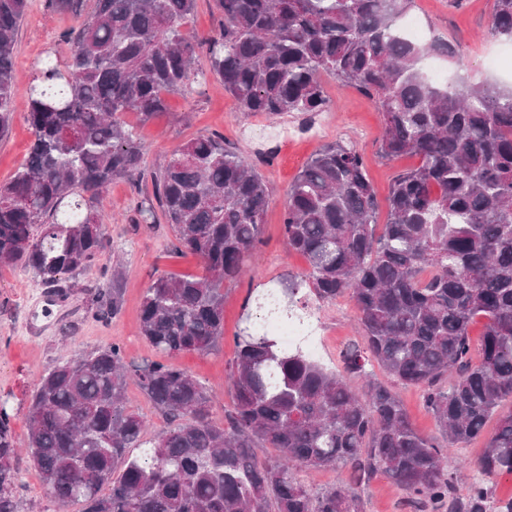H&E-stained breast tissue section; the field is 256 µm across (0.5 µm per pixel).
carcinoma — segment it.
Returning a JSON list of instances; mask_svg holds the SVG:
<instances>
[{"mask_svg":"<svg viewBox=\"0 0 512 512\" xmlns=\"http://www.w3.org/2000/svg\"><path fill=\"white\" fill-rule=\"evenodd\" d=\"M28 2L0 0V137L12 120ZM214 2L224 14L217 37L182 30L196 0H94L89 12L58 0L75 13L74 46L63 62L46 56L26 90L33 141L0 184V267L21 263L64 296L69 276L109 249L95 204L113 181L144 176V145L126 113L150 121L165 95L211 77L247 115L321 112L332 77L373 100L383 157L420 164L395 177L378 236L362 153L341 140L316 151L283 205L284 243L307 268L253 302L282 314L304 287L320 303L347 296L363 346L329 370L247 316L233 336L232 409L226 425L212 421L211 388L167 359L224 338V285L257 251L271 190L224 137H194L170 153L135 211L145 224L161 212L176 250L204 273L150 280L140 334L159 359L134 364L114 341L40 376L25 449L45 496L77 512H363L358 488L381 471L418 512H512V496L493 493L499 476L512 475V412L486 431L512 403V88L472 84L461 72L432 83L427 59L463 60L445 39L398 33L415 0ZM492 19L495 33L512 36V0H493ZM120 302L118 288L98 295V318H113ZM373 362L422 389L444 442L414 429ZM130 381L164 429L129 408ZM478 437L484 448L462 495L450 451ZM258 448L277 455L261 461ZM19 451L0 404V512H20ZM336 468L348 470L347 482L317 490L299 477Z\"/></svg>","mask_w":512,"mask_h":512,"instance_id":"1","label":"carcinoma"}]
</instances>
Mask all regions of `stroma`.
<instances>
[{
	"instance_id": "1",
	"label": "stroma",
	"mask_w": 512,
	"mask_h": 512,
	"mask_svg": "<svg viewBox=\"0 0 512 512\" xmlns=\"http://www.w3.org/2000/svg\"><path fill=\"white\" fill-rule=\"evenodd\" d=\"M411 15L425 31L457 44L468 72L481 73L489 83L512 78V72L496 73L488 66L492 57L512 56V39L492 29V0H415ZM73 25L70 13L58 9L54 0H30L17 33L13 121L8 133L0 137V184L13 178L32 141L24 119L28 110L25 90L47 52H56L63 59L69 56L73 41L68 33ZM324 92L329 101L325 111L271 118L239 112L223 85L212 79L193 84L185 93L168 95L166 111L148 123H141L136 113L126 114V122L145 146L146 176L137 184L112 182L97 204L108 226L111 251L78 275L79 286L68 296L35 310L24 305L22 296L27 287L37 286V279L19 266L0 267V401L13 418L17 440L26 438L30 398L39 376L71 352L88 354L117 340L128 361L155 359L154 350L138 329L150 279L199 275L203 269L194 256L174 253L175 239L165 220L150 226L140 223L134 203L151 195L150 175L163 165L170 151L201 134L223 136L226 144L256 165L272 188L254 269L224 288V339L219 351L187 353L175 359L177 365L214 388L213 417L223 421L231 403L225 376L234 352L232 337L241 316L255 310L248 296L307 267L302 256L287 252L281 217L288 186L308 158L323 144L339 139L353 143L364 155L367 175L380 201L375 218L380 226L387 219L385 200L393 177L419 164L412 156L388 161L378 155L381 116L370 99L333 78L325 79ZM271 151L278 159L269 164L265 156ZM118 263L123 266L122 308L112 320L102 321L94 315L93 291L111 290L112 268ZM301 314L314 317L324 333L325 365L336 366L348 346L362 341V332L355 325L358 311L350 299L324 305L309 299ZM359 493L364 512H404L402 495L385 473L361 486Z\"/></svg>"
}]
</instances>
